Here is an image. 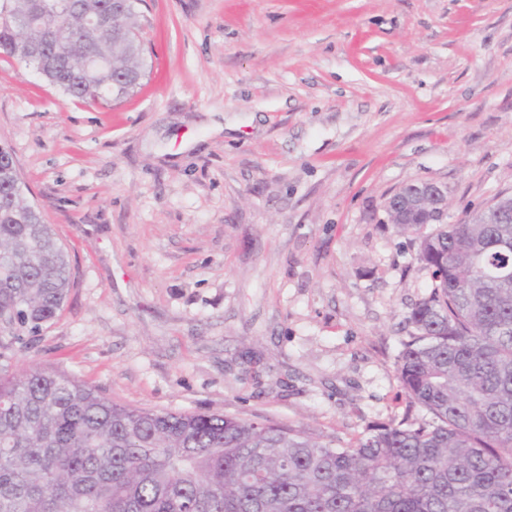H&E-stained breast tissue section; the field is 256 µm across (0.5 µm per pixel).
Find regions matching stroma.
Wrapping results in <instances>:
<instances>
[{
    "label": "stroma",
    "instance_id": "1",
    "mask_svg": "<svg viewBox=\"0 0 512 512\" xmlns=\"http://www.w3.org/2000/svg\"><path fill=\"white\" fill-rule=\"evenodd\" d=\"M146 75L73 103L0 57V147L74 285L17 371L349 444L401 417L431 287L385 200L512 194V0H141ZM434 189L431 192L418 191L411 195L408 199V204L413 208H424L428 202L433 199L436 201V206L439 207L444 213L448 212V187L442 183L431 181Z\"/></svg>",
    "mask_w": 512,
    "mask_h": 512
}]
</instances>
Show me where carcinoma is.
Wrapping results in <instances>:
<instances>
[{
  "instance_id": "obj_1",
  "label": "carcinoma",
  "mask_w": 512,
  "mask_h": 512,
  "mask_svg": "<svg viewBox=\"0 0 512 512\" xmlns=\"http://www.w3.org/2000/svg\"><path fill=\"white\" fill-rule=\"evenodd\" d=\"M113 0H0V55L43 66L77 100L120 101L145 76L136 6L125 34L88 25ZM62 38L31 55L34 20ZM87 54L106 66L85 70ZM0 151V512H512V223L454 224L385 204L413 236L430 292L395 358L408 405L347 447L286 424L114 404L56 371L13 369L72 288L66 249Z\"/></svg>"
}]
</instances>
